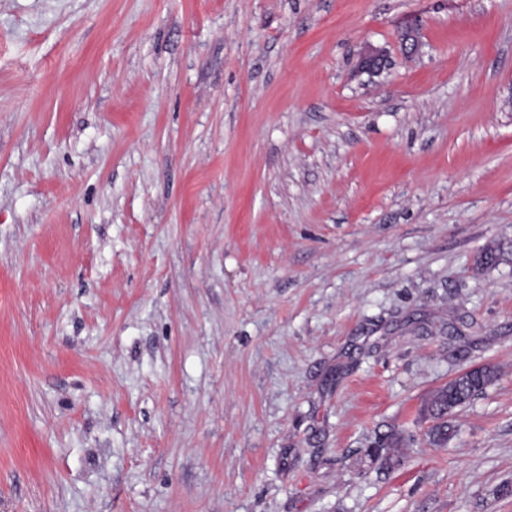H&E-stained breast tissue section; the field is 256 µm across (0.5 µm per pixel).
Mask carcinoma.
Listing matches in <instances>:
<instances>
[{"label": "carcinoma", "mask_w": 512, "mask_h": 512, "mask_svg": "<svg viewBox=\"0 0 512 512\" xmlns=\"http://www.w3.org/2000/svg\"><path fill=\"white\" fill-rule=\"evenodd\" d=\"M496 378L498 370L495 367L483 366L463 376L455 384L443 385L432 394L427 403V412L433 421L428 430L432 443L443 445L448 442L451 432L448 417L456 409L470 403Z\"/></svg>", "instance_id": "obj_1"}]
</instances>
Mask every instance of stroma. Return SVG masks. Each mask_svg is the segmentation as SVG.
Listing matches in <instances>:
<instances>
[{
    "instance_id": "stroma-1",
    "label": "stroma",
    "mask_w": 512,
    "mask_h": 512,
    "mask_svg": "<svg viewBox=\"0 0 512 512\" xmlns=\"http://www.w3.org/2000/svg\"><path fill=\"white\" fill-rule=\"evenodd\" d=\"M510 482L512 0H0V512ZM498 378L493 366H482L463 376L456 384H445L437 389L427 403V412L434 424L427 434L435 445H443L452 432L448 417L460 407L481 394L488 384Z\"/></svg>"
}]
</instances>
